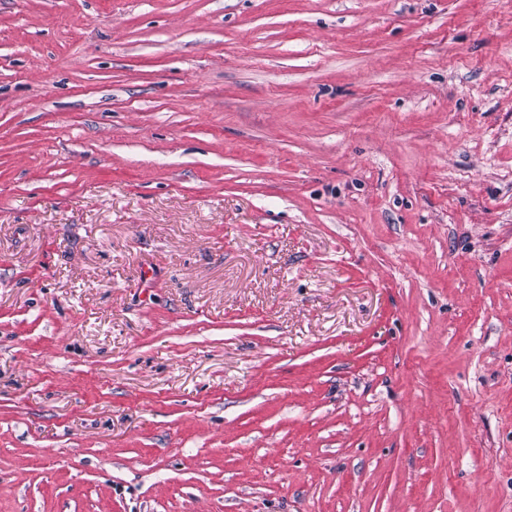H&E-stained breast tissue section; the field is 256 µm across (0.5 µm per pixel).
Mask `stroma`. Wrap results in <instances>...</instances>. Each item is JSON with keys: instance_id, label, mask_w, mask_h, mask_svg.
I'll use <instances>...</instances> for the list:
<instances>
[{"instance_id": "1", "label": "stroma", "mask_w": 512, "mask_h": 512, "mask_svg": "<svg viewBox=\"0 0 512 512\" xmlns=\"http://www.w3.org/2000/svg\"><path fill=\"white\" fill-rule=\"evenodd\" d=\"M0 512H512V0H0Z\"/></svg>"}]
</instances>
